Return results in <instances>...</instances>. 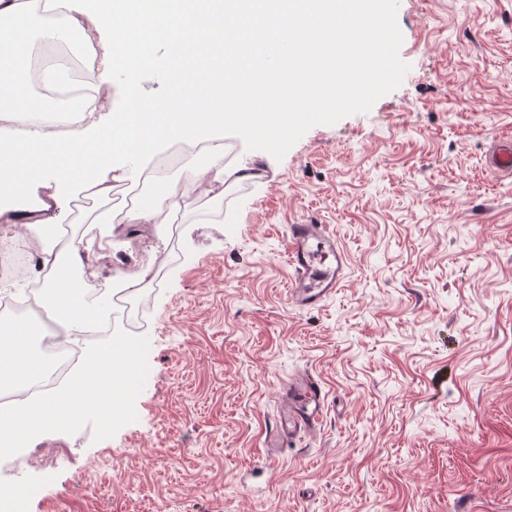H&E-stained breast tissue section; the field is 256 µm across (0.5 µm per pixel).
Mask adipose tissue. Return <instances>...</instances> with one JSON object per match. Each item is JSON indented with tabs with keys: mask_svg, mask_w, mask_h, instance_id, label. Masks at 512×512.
I'll return each mask as SVG.
<instances>
[{
	"mask_svg": "<svg viewBox=\"0 0 512 512\" xmlns=\"http://www.w3.org/2000/svg\"><path fill=\"white\" fill-rule=\"evenodd\" d=\"M41 18L47 25L43 39L76 30L93 29L110 45L120 39L143 42V56L129 53L101 61L99 77L108 82L114 71L126 77L129 96L127 111L105 119L100 113L76 110L70 121L72 139L58 140L55 133L36 125L20 129L26 113L33 111L32 99L17 76L15 64L30 44L27 22ZM325 0H0V123L13 124L11 134L0 133V197H27L31 214L26 227L28 241L38 246L43 264L50 269L45 282L43 307L51 318L66 321L68 333L87 334L97 318L92 307L75 300L68 289L76 269L86 267L88 258L79 248L65 255H53L50 241L69 213L67 201L59 194L35 195L45 172H53L58 184L74 190L95 188L100 197L112 190L114 158H147L164 142L196 139L209 144V166L203 171V193H223L227 179H250L246 168H224V145L218 126V110L237 106L236 86L247 75L264 82L275 96L288 104L291 116H302L310 107L304 99V76L288 46L307 41L309 48L327 54L336 46L326 31ZM189 38L191 46L206 45L210 57L205 73L169 80L164 99L143 95L137 86L139 74L147 69L165 68L152 46L162 39L173 43ZM263 43L268 54L279 57L281 70L264 69L249 52L252 43ZM240 55L244 75L224 71V52ZM126 343L99 351L88 358L83 370L71 381L66 396H46L40 407L24 406L0 420V454L22 448L44 428L58 424L62 415L76 412L80 404L95 403L109 418L123 410L107 397L100 380L105 368L121 371ZM11 371L15 388H23L41 370L30 357L25 328L0 322V370Z\"/></svg>",
	"mask_w": 512,
	"mask_h": 512,
	"instance_id": "1",
	"label": "adipose tissue"
}]
</instances>
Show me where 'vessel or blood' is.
I'll return each mask as SVG.
<instances>
[{"label": "vessel or blood", "mask_w": 512, "mask_h": 512, "mask_svg": "<svg viewBox=\"0 0 512 512\" xmlns=\"http://www.w3.org/2000/svg\"><path fill=\"white\" fill-rule=\"evenodd\" d=\"M285 263L287 298L301 309L319 307L340 288L349 266L346 249L325 224L288 227ZM326 393L317 378L300 373L280 388L275 425L265 440V453L275 458L285 440L316 433L323 421Z\"/></svg>", "instance_id": "1"}]
</instances>
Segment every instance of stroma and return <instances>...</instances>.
<instances>
[{
	"instance_id": "35a3bbf8",
	"label": "stroma",
	"mask_w": 512,
	"mask_h": 512,
	"mask_svg": "<svg viewBox=\"0 0 512 512\" xmlns=\"http://www.w3.org/2000/svg\"><path fill=\"white\" fill-rule=\"evenodd\" d=\"M401 85L311 127L282 159L224 139V217L185 194L168 224H117L138 179L80 193L101 295L163 252L143 311L132 413L39 431L52 456L0 478L23 512H512V0H399ZM330 225L349 254L323 306L287 299L289 225ZM112 337H77L82 357ZM327 392L314 436L267 460L282 381Z\"/></svg>"
}]
</instances>
